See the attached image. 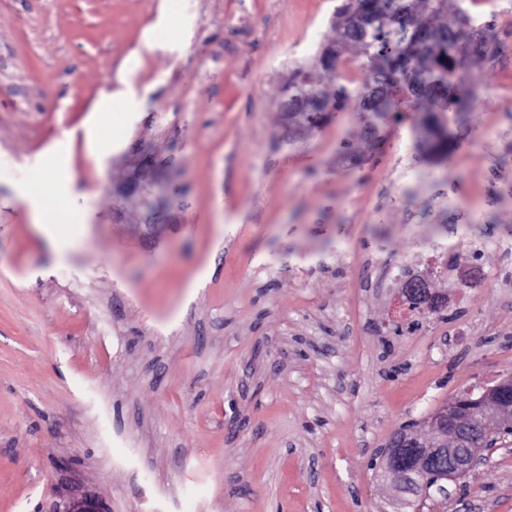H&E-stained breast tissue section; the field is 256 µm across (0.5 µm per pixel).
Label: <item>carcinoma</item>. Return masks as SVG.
Returning a JSON list of instances; mask_svg holds the SVG:
<instances>
[{
	"label": "carcinoma",
	"mask_w": 512,
	"mask_h": 512,
	"mask_svg": "<svg viewBox=\"0 0 512 512\" xmlns=\"http://www.w3.org/2000/svg\"><path fill=\"white\" fill-rule=\"evenodd\" d=\"M442 2L345 0L334 14V29L340 30L346 18L357 12L363 14L364 24L347 37L330 42L316 59L320 68L334 70L344 50L358 48L370 75L359 93L360 110L381 116L399 112L402 105L412 102L416 110L424 113L433 148L439 152L447 150V138L439 115L425 104H437L441 112H459L464 107L462 98L448 92L450 75L462 65L453 54L458 48V31L471 29L472 51L479 58L497 53L496 42L488 32L473 29L471 19L460 8L447 13ZM285 96L290 105H312V110L303 116L311 124L335 100L303 71L288 81Z\"/></svg>",
	"instance_id": "cac0c4a2"
}]
</instances>
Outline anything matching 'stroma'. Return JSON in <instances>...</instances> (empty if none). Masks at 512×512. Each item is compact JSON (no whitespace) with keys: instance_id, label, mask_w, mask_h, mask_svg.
<instances>
[{"instance_id":"obj_1","label":"stroma","mask_w":512,"mask_h":512,"mask_svg":"<svg viewBox=\"0 0 512 512\" xmlns=\"http://www.w3.org/2000/svg\"><path fill=\"white\" fill-rule=\"evenodd\" d=\"M342 0H0V512H512V452L408 505L370 462L512 376V0L421 113L279 104ZM52 212L51 258L23 200ZM467 234L483 277L428 253ZM422 265L439 313L398 300Z\"/></svg>"}]
</instances>
